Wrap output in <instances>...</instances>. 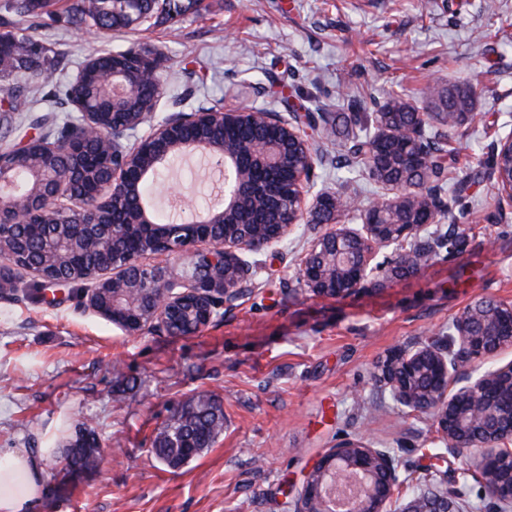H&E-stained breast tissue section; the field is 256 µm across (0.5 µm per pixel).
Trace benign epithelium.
Listing matches in <instances>:
<instances>
[{"label": "benign epithelium", "mask_w": 512, "mask_h": 512, "mask_svg": "<svg viewBox=\"0 0 512 512\" xmlns=\"http://www.w3.org/2000/svg\"><path fill=\"white\" fill-rule=\"evenodd\" d=\"M105 93L117 107L138 90L135 72H112ZM80 119L66 138L78 144L61 151L56 144L44 148L26 142L18 155L44 153L46 165L31 171L33 187L19 195L13 177L15 155L0 152V290L13 285L15 271H32L27 263L29 237L16 229H38L42 250L35 274L43 286L87 283L81 289L86 304L127 333L160 328L173 336L192 335L207 326L234 297L241 283L253 274L255 264L247 255L271 247L290 235L295 221L307 210L313 158L296 175L292 211L287 224L224 223V215L238 204L241 183L237 180L238 158L224 154L213 142L184 135L193 128L213 127L228 121L250 120L284 127L297 137L291 123L275 112H250L223 108L219 112H178L152 123L153 113L88 112L83 103H73ZM150 131L133 146H123L141 125ZM162 143L182 154L205 152L224 166V206L206 216L185 222L157 224L148 203L141 202L126 224H114L112 204L131 195L128 165L141 144ZM282 147L268 144L255 150L263 163L279 162ZM94 151L112 159L108 176L97 195L68 197L64 188H73L85 177L83 153ZM424 224H364L355 230L346 224H331L319 236L305 257L299 280L318 296H346L363 287L377 272L372 261L378 251L417 236ZM118 239L150 240L153 255L188 254L191 269L180 279L165 277L162 270L148 267L144 252L126 251L115 255ZM191 299L192 323L187 332L174 328L185 299ZM450 344L430 339L417 348L398 349L380 366V382L397 404L414 412L430 413L448 450L468 455L465 475L483 484L487 496L512 502V361L488 370L482 364L499 351L512 347V305L478 300L454 321ZM457 385L449 391L450 384ZM349 477L359 479L363 491L349 512H390L387 505L401 485L390 455L381 448L354 440H344L329 449L306 478L296 501L295 512H308L311 495L324 500L323 512H336L329 491ZM461 491L436 500L413 498L400 512H458L453 498Z\"/></svg>", "instance_id": "7a95c632"}]
</instances>
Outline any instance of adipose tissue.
Instances as JSON below:
<instances>
[{
    "label": "adipose tissue",
    "mask_w": 512,
    "mask_h": 512,
    "mask_svg": "<svg viewBox=\"0 0 512 512\" xmlns=\"http://www.w3.org/2000/svg\"><path fill=\"white\" fill-rule=\"evenodd\" d=\"M48 449L0 454V512H38L43 497L42 461Z\"/></svg>",
    "instance_id": "obj_1"
}]
</instances>
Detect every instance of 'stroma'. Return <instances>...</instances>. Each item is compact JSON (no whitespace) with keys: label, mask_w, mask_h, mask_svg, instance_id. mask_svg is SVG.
<instances>
[{"label":"stroma","mask_w":512,"mask_h":512,"mask_svg":"<svg viewBox=\"0 0 512 512\" xmlns=\"http://www.w3.org/2000/svg\"><path fill=\"white\" fill-rule=\"evenodd\" d=\"M0 0V33L30 29L66 53L65 73L99 53L142 47L160 54L155 121L215 105L264 108L280 95L313 96L332 112H371L389 90L423 100L429 89L473 83L472 120L445 129L454 160L448 195L464 213L440 218L430 261L402 274L388 265L354 294L316 296L298 271L323 225L303 217L288 239L254 253L259 269L219 317L192 336L161 330L130 336L89 310L77 285L34 291L17 274L16 298L0 297V448L36 451L41 512H293L306 475L339 442L363 438L387 450L407 481L394 512L414 493L433 455L445 490H462L461 512H499L482 484L463 477L429 415L396 404L378 380L392 351L443 338L481 298L512 303V207L482 176L512 134V0H202L196 15L104 35L75 24L64 4L28 16ZM314 153L312 193L360 208L391 197L362 168H337L344 149L324 126L306 128ZM209 172L162 170L151 203L171 184L186 208L211 204ZM459 243L448 247V232ZM207 397L224 411L211 448L172 469L152 446L174 410ZM93 428L101 464L75 471L63 451Z\"/></svg>","instance_id":"obj_1"}]
</instances>
